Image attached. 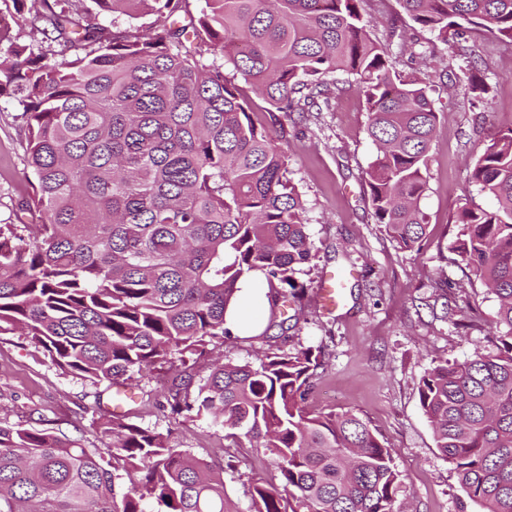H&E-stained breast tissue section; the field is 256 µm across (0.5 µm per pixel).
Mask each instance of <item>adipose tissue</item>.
I'll return each mask as SVG.
<instances>
[{"mask_svg": "<svg viewBox=\"0 0 512 512\" xmlns=\"http://www.w3.org/2000/svg\"><path fill=\"white\" fill-rule=\"evenodd\" d=\"M267 291L266 279L259 272L239 282L225 315L224 326L232 336L247 338L264 331Z\"/></svg>", "mask_w": 512, "mask_h": 512, "instance_id": "obj_1", "label": "adipose tissue"}]
</instances>
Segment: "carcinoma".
I'll list each match as a JSON object with an SVG mask.
<instances>
[{
	"label": "carcinoma",
	"mask_w": 512,
	"mask_h": 512,
	"mask_svg": "<svg viewBox=\"0 0 512 512\" xmlns=\"http://www.w3.org/2000/svg\"><path fill=\"white\" fill-rule=\"evenodd\" d=\"M359 2L205 0L195 12L189 0H91L114 19L157 16L134 28L39 0L46 47L12 40L0 57V97L23 105L34 178L20 215L0 222V335L19 329L63 372L112 385L224 341L226 309L255 270L271 318L287 315L312 243L282 119L331 111L340 75L364 96L377 147L366 171L375 223L400 248L418 246L442 115L426 84L396 72ZM398 2L445 44L472 30L512 39V0ZM440 62L449 83L488 94L471 69ZM238 78L268 123L253 119ZM471 177L493 207H462L450 250L497 300L498 352L440 361L418 392L468 497L512 512V124L472 157ZM317 367L310 348L255 365L220 358L197 383L173 378L167 403L275 457L279 484L253 486L254 512H403L376 431L351 411H305ZM104 433L106 456L0 423V512H224V464L121 415Z\"/></svg>",
	"instance_id": "obj_1"
}]
</instances>
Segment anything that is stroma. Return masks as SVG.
<instances>
[{"instance_id":"1","label":"stroma","mask_w":512,"mask_h":512,"mask_svg":"<svg viewBox=\"0 0 512 512\" xmlns=\"http://www.w3.org/2000/svg\"><path fill=\"white\" fill-rule=\"evenodd\" d=\"M374 39L396 55L398 71L429 82L444 112L438 143L428 161L420 207L429 235L419 249L397 247L376 224L368 205L365 172L377 149L367 134L362 95L348 87L331 111L291 113L285 120L288 176L298 186L309 218L313 258L298 274L302 309L266 335L220 345L225 359L255 362L261 352L312 348L319 358L306 410L319 415L351 411L393 448L401 475L396 502L404 512H482L469 500L453 466L435 446L418 387L438 361H461L487 348L496 301L475 278L451 264L449 231L462 206L490 207L471 178L470 159L512 121V40L474 31L464 46L490 86L483 101L447 85L422 58L400 50L391 20L397 0H362ZM23 107L0 99V220H9L32 192L24 164ZM349 273L344 306L326 313L320 287L333 271ZM447 272L454 309L437 306L435 281ZM169 365L158 367L147 396L125 409L129 423L168 434L171 446L211 462L234 457L224 472V512H251L255 484L278 480L277 463L265 449L233 447L223 431L202 419L172 417L165 409ZM112 392L106 384L63 373L20 334L0 335V421L29 429L62 430L89 448L108 452L100 427Z\"/></svg>"}]
</instances>
